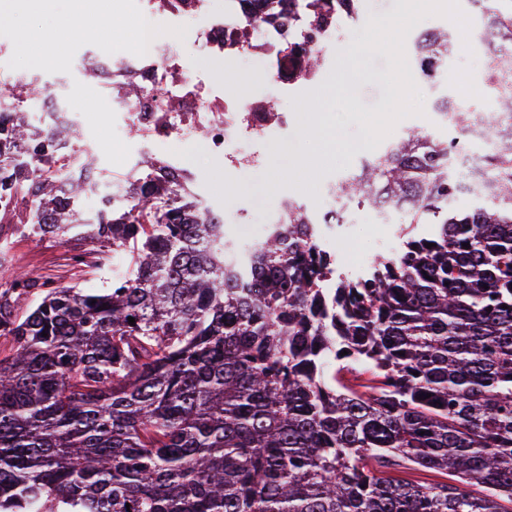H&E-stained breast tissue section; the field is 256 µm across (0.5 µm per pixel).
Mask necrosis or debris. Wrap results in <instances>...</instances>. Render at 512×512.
<instances>
[{
    "label": "necrosis or debris",
    "mask_w": 512,
    "mask_h": 512,
    "mask_svg": "<svg viewBox=\"0 0 512 512\" xmlns=\"http://www.w3.org/2000/svg\"><path fill=\"white\" fill-rule=\"evenodd\" d=\"M136 0L133 21L138 26L133 48L110 51L104 48L91 57L94 74L112 88L105 102L107 111L119 114L126 136L176 176L182 199L193 209L227 223L224 209L212 205L199 190L200 176L177 159L165 156L169 142L178 139L199 143L211 158H222L226 169L243 171L258 162L255 140L266 142L287 138L295 129L300 114L277 111L271 97L303 99L307 90L323 94L333 91L330 79L336 71V49L352 25L363 23L361 0L332 9L318 28H311L310 0H291L281 8L272 0L274 19L259 28L246 26L248 0ZM200 34L199 66H188L179 50L186 24ZM314 42L316 54L302 52L306 42ZM259 59L263 67L253 74L251 93L243 97L229 88L240 78L242 55ZM44 114L49 127L65 132L76 126L80 110L72 97L46 90L32 101ZM456 94L433 91L430 112L434 126L456 142L450 154L449 170H482L477 143L493 141L504 115L501 109L488 108L472 113L467 126L453 125L459 112ZM371 152L362 148L349 162L346 177L324 184L321 204L309 211L317 224L323 244L341 240L349 223L366 216L379 229H387L401 205L377 200L361 205L349 190V175L359 172Z\"/></svg>",
    "instance_id": "necrosis-or-debris-1"
}]
</instances>
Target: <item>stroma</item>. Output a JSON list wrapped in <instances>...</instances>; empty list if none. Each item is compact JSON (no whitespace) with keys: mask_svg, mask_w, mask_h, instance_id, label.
Returning a JSON list of instances; mask_svg holds the SVG:
<instances>
[{"mask_svg":"<svg viewBox=\"0 0 512 512\" xmlns=\"http://www.w3.org/2000/svg\"><path fill=\"white\" fill-rule=\"evenodd\" d=\"M74 0H41L30 6L25 0H0V44L13 51L11 69L27 71L58 87L80 53L95 45L112 46L108 35L109 18L102 10H86L85 27L70 31L66 50L56 55L60 31L74 9ZM335 90L332 96L311 95L316 110L309 123L301 124L287 139L258 144L260 162L237 175L229 174L220 159L199 161L191 149L176 145L175 158L189 165L203 163V183L216 205L226 209L247 208L249 223L225 224V240L245 247L253 236L263 234L266 216L275 193L298 196L307 206L321 201L319 189L325 181L338 176L353 151L370 144L382 147L395 133L411 134L429 122V94L422 91L419 73L401 70L397 58L362 27H353L344 46L338 48ZM485 65L472 53L456 50L445 73L466 76L470 89L462 98L464 109L479 111L493 97L484 84ZM404 82L408 94L393 99L392 86ZM106 89L88 76L78 91L82 110L79 129L82 135H95L97 146L86 160L93 168L120 179L136 168L142 156L123 135L114 129L112 115L103 100ZM395 233H381L368 221L354 225L344 242L346 253L371 259L397 248ZM77 241L62 244L54 240L38 241L19 231L0 236V247L12 258L11 267L55 282L81 288L102 287L113 270L121 268V259L98 269L76 268L69 261Z\"/></svg>","mask_w":512,"mask_h":512,"instance_id":"1","label":"stroma"}]
</instances>
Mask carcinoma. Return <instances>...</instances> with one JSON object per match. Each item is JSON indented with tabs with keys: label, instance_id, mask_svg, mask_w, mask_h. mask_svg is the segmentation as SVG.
Masks as SVG:
<instances>
[{
	"label": "carcinoma",
	"instance_id": "cac0c4a2",
	"mask_svg": "<svg viewBox=\"0 0 512 512\" xmlns=\"http://www.w3.org/2000/svg\"><path fill=\"white\" fill-rule=\"evenodd\" d=\"M471 5L500 30L485 82L512 109V0ZM454 50L423 41L422 72ZM41 93L0 79V195L20 201L0 224L129 262L101 288L14 271L0 289V512H512V118L465 208L448 139L371 157L354 190L405 222L353 278L306 205L239 254L150 156L123 206L83 220L97 186L75 131L52 142L20 103ZM358 363L370 382L347 378Z\"/></svg>",
	"mask_w": 512,
	"mask_h": 512
}]
</instances>
